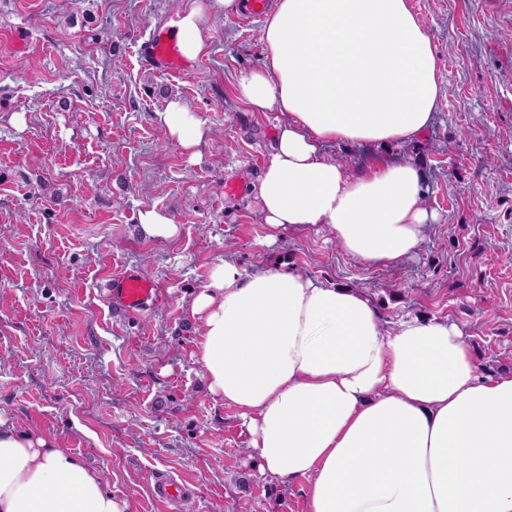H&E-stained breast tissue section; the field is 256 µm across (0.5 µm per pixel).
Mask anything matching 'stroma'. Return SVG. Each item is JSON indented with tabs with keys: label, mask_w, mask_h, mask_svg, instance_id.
Segmentation results:
<instances>
[{
	"label": "stroma",
	"mask_w": 512,
	"mask_h": 512,
	"mask_svg": "<svg viewBox=\"0 0 512 512\" xmlns=\"http://www.w3.org/2000/svg\"><path fill=\"white\" fill-rule=\"evenodd\" d=\"M188 2L0 0V416L97 469L127 512H156L160 473L194 483L175 512H306L305 480L261 474L240 411L210 392L189 299L223 259L280 266L361 291L388 329L448 320L483 376L512 375V0H409L437 58L438 114L400 151L436 220L388 267L325 231L272 238L255 187L285 116L236 88L263 62V23L212 20L193 76L156 73L140 44ZM174 100L208 130L195 153L154 120ZM149 208L174 237L143 233ZM127 267L158 285L155 307L108 303Z\"/></svg>",
	"instance_id": "35a3bbf8"
}]
</instances>
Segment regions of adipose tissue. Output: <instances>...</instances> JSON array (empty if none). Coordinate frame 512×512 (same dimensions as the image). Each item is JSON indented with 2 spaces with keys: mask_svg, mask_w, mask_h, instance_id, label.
Masks as SVG:
<instances>
[{
  "mask_svg": "<svg viewBox=\"0 0 512 512\" xmlns=\"http://www.w3.org/2000/svg\"><path fill=\"white\" fill-rule=\"evenodd\" d=\"M240 0H192L181 52ZM264 62L241 71L252 110L286 113L255 197L278 232L329 231L355 260L415 254L434 220L424 175L388 153L352 169L326 145L407 144L436 121L437 59L409 0H273ZM155 120L182 148L203 124L173 101ZM210 391L241 410L266 474L307 482V512H512V376H483L462 332L409 316L385 330L362 292L270 267L215 264L190 301ZM56 439L0 418V512H126Z\"/></svg>",
  "mask_w": 512,
  "mask_h": 512,
  "instance_id": "adipose-tissue-1",
  "label": "adipose tissue"
}]
</instances>
